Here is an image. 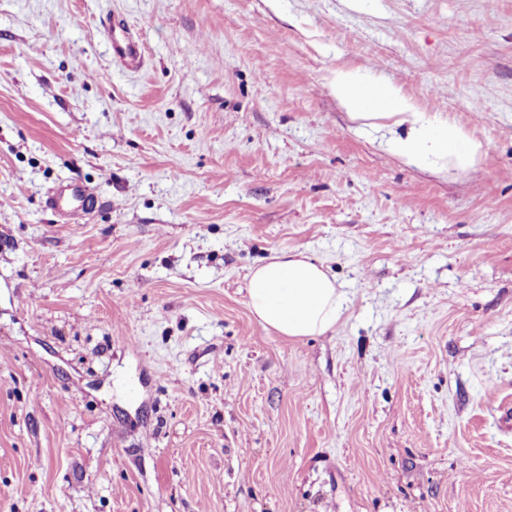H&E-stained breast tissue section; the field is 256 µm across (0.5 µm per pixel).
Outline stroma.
I'll list each match as a JSON object with an SVG mask.
<instances>
[{
    "label": "stroma",
    "mask_w": 512,
    "mask_h": 512,
    "mask_svg": "<svg viewBox=\"0 0 512 512\" xmlns=\"http://www.w3.org/2000/svg\"><path fill=\"white\" fill-rule=\"evenodd\" d=\"M283 250L324 335L250 310ZM0 512H512V0H0ZM100 24L107 35L112 58L129 70H137L143 66L142 46L131 33L125 19L119 14L107 13L100 18ZM359 85L360 80L352 73L337 71L336 93H342L344 95L345 103L352 111L350 114L354 119H366L377 113L365 112L364 105L361 103V94L358 90ZM378 93L385 102L399 111L385 114L403 116L402 121L410 123L409 133L404 139L389 143V149L393 153L417 158L448 159L459 167L469 165L479 154V145L467 141L455 126H435L417 112H407L409 107L391 88H381ZM51 204L60 210L75 209L84 206L89 200V196L85 191L76 185H67L55 191L49 198ZM80 202L81 204L75 207V204ZM247 292L260 323L289 338L325 334L346 309L324 265L300 251L276 253L255 268Z\"/></svg>",
    "instance_id": "1"
}]
</instances>
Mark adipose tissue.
<instances>
[{"label":"adipose tissue","instance_id":"ef3b65f1","mask_svg":"<svg viewBox=\"0 0 512 512\" xmlns=\"http://www.w3.org/2000/svg\"><path fill=\"white\" fill-rule=\"evenodd\" d=\"M379 94L410 125L405 138L390 143V151L447 159L460 167L475 160L479 145L467 141L455 126H437L409 111L391 88H381ZM247 292L249 307L260 323L289 338L325 334L335 326L346 305L324 265L300 251L277 253L255 268Z\"/></svg>","mask_w":512,"mask_h":512}]
</instances>
